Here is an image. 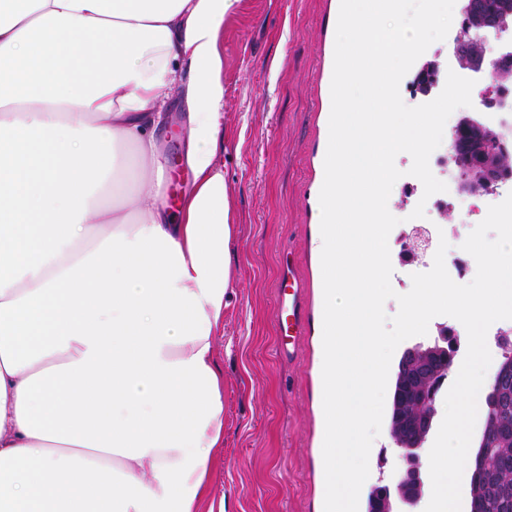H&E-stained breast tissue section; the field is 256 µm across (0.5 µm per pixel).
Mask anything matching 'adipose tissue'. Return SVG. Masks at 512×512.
Returning <instances> with one entry per match:
<instances>
[{
  "label": "adipose tissue",
  "instance_id": "obj_1",
  "mask_svg": "<svg viewBox=\"0 0 512 512\" xmlns=\"http://www.w3.org/2000/svg\"><path fill=\"white\" fill-rule=\"evenodd\" d=\"M238 0H0V512H217ZM193 183L155 133L175 83ZM151 170L116 190L124 149Z\"/></svg>",
  "mask_w": 512,
  "mask_h": 512
}]
</instances>
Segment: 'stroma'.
<instances>
[{"instance_id":"stroma-1","label":"stroma","mask_w":512,"mask_h":512,"mask_svg":"<svg viewBox=\"0 0 512 512\" xmlns=\"http://www.w3.org/2000/svg\"><path fill=\"white\" fill-rule=\"evenodd\" d=\"M340 0H238L224 20V141L220 157L238 228L233 263L236 286L224 312L218 363L224 372V450L214 461L215 497L224 512H323L319 369L323 351V287L319 194L328 146L332 72L324 61L335 48ZM171 122L157 134L172 183L190 184L184 163L187 125L180 98ZM395 164L393 186L399 230L422 228L438 240L450 229L448 256L461 267L450 277L476 275L462 243L487 215L493 195L474 198L472 214L441 192L424 197L409 176L410 155ZM425 215L413 217L417 204ZM304 280L308 334L294 356L282 354L286 333L277 290L289 275ZM404 460L388 433L369 457L368 484L396 487Z\"/></svg>"}]
</instances>
